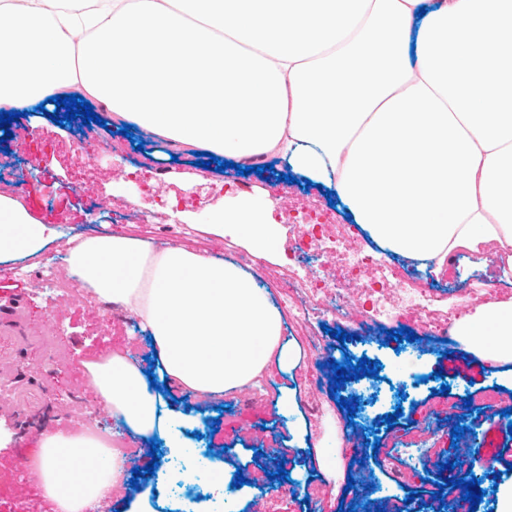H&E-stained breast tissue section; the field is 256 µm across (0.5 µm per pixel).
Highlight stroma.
<instances>
[{
    "instance_id": "35a3bbf8",
    "label": "stroma",
    "mask_w": 512,
    "mask_h": 512,
    "mask_svg": "<svg viewBox=\"0 0 512 512\" xmlns=\"http://www.w3.org/2000/svg\"><path fill=\"white\" fill-rule=\"evenodd\" d=\"M100 123H75L64 132L46 113L28 108L12 130L0 128V167L21 166L35 171L40 181L21 191L14 177L0 179V195L20 198L28 211L53 228L55 240L37 256L0 261V375L8 374L5 391L0 392V420L5 421L12 439L0 447V512H14L23 502L27 512H58L46 497L41 483L23 470L22 459H33L41 430L69 433L79 430L86 416L98 414L114 429L124 430L120 417L107 411L87 383L84 362L106 358L115 350H130L141 367L152 368L156 382L168 379L161 364L155 363L156 348L148 332L133 317L111 321L99 317L93 305L78 295L52 298L49 289L34 285L29 275L53 255L66 251L69 236L124 235L149 239L147 224L115 221L113 202H123L131 212H166L178 215L181 223L193 225L197 235L182 240V247L236 261L247 246L230 241L207 229L210 214L223 207L235 194L234 185L246 181L250 196L267 205L270 223L276 224L279 243L267 260L264 286L271 301H278L276 266L285 257L291 237L302 224V210L318 209L332 223L344 224L349 212L342 203H329L325 187H304L282 181L287 164L267 156L274 169L268 176L252 173L239 177L232 168L195 166L194 145L175 142L155 132L134 129L125 137L124 118L93 102ZM147 141L149 151L134 149V142ZM287 197L288 207L270 201L271 190ZM483 264L457 254L442 273L422 270L416 261L392 257L391 263L413 282L426 283L456 302L461 293L486 290L488 296L512 300V271H504L496 247H486ZM51 337L63 351L65 361L48 368L44 337ZM282 342L300 353L298 364L276 370L257 386L204 400L186 388H173L163 396L166 413L183 419L186 445L199 450V463L226 464L225 482L231 483L234 512H253L262 502L264 512H337L351 508L355 494L346 492L350 476L368 474L376 490L385 497V512H428L420 501L408 496L419 487L434 489L446 483L441 463L455 465L457 477L467 475L451 445L455 424L468 427L472 457L488 448H512V363L489 364L475 381L446 374H433L441 365L437 350L441 337L422 334L423 351L418 361H409L394 346L364 342H339L323 335L320 343H309L304 326L295 317L283 315ZM380 363L379 379L363 381L362 406L356 425L366 439H381L385 448L365 447L363 468L353 467L356 452L342 427L348 421L329 382L334 376L331 361L343 355ZM449 394H440L441 385ZM401 410L393 425L382 424L383 415ZM262 437H254V430ZM140 448L144 462H156L158 481L141 480L139 488L123 483L112 491L105 512H175L178 503L168 498L164 481L170 480L177 458L165 433H158L160 459H152V441L131 437ZM288 472V482L272 479L277 467ZM246 483L235 486L236 474ZM485 496L479 506L462 502L463 512H498L504 496L512 493V473L501 474L491 464L482 474Z\"/></svg>"
}]
</instances>
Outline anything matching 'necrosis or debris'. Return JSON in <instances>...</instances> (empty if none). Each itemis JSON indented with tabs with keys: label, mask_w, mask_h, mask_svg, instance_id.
I'll return each mask as SVG.
<instances>
[{
	"label": "necrosis or debris",
	"mask_w": 512,
	"mask_h": 512,
	"mask_svg": "<svg viewBox=\"0 0 512 512\" xmlns=\"http://www.w3.org/2000/svg\"><path fill=\"white\" fill-rule=\"evenodd\" d=\"M343 247L346 268L337 271L336 247ZM318 264L319 278L301 281L293 277L279 280L280 306L300 317L305 310L300 302L301 288H308L314 299L336 315L337 322L369 325L377 318L393 321L411 313L420 318L425 331L448 336L458 313V305H448L432 288H411L382 253L368 248L356 227L318 220L306 224L295 238L284 260L292 268Z\"/></svg>",
	"instance_id": "obj_1"
}]
</instances>
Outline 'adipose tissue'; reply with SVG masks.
<instances>
[{"label":"adipose tissue","instance_id":"ef3b65f1","mask_svg":"<svg viewBox=\"0 0 512 512\" xmlns=\"http://www.w3.org/2000/svg\"><path fill=\"white\" fill-rule=\"evenodd\" d=\"M82 40H75L76 32ZM0 107L74 88L142 128L241 163L266 155L335 188L370 236L443 268L459 248L497 244L512 270V0H23L0 5ZM213 234L267 257L263 207L232 199ZM45 224L0 196V260L38 254ZM71 263L101 298L129 307L170 382L205 398L298 361L255 272L180 246L95 236ZM464 350L512 361V301L454 329ZM130 431L164 427L128 353L84 364ZM85 431L45 433L35 464L60 512H81L122 482L119 457L96 479L66 474L98 456Z\"/></svg>","mask_w":512,"mask_h":512}]
</instances>
